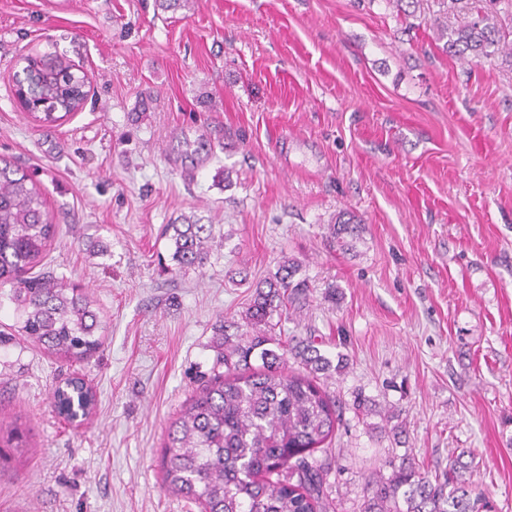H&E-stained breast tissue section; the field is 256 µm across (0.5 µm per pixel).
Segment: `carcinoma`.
<instances>
[{
	"instance_id": "carcinoma-1",
	"label": "carcinoma",
	"mask_w": 512,
	"mask_h": 512,
	"mask_svg": "<svg viewBox=\"0 0 512 512\" xmlns=\"http://www.w3.org/2000/svg\"><path fill=\"white\" fill-rule=\"evenodd\" d=\"M424 0H386L396 17L416 16ZM432 27L446 54L467 62L512 59V40L498 23L512 0H433ZM74 78L59 64L37 93L53 104L70 94ZM179 269L204 265L214 225L169 224ZM56 235L41 190L16 166L0 159V286L10 285L19 331L49 354L68 362L90 358L104 343L88 292L33 271ZM297 265L285 262L256 286L245 312L253 329L267 326L289 298L306 290L294 281ZM213 375L181 405L170 422L161 456L162 486L199 512H330L331 463L314 458L336 429V403L319 383L330 361L313 341L294 340L287 352L305 371L284 369V355L265 348L271 337L229 336L219 326ZM262 365L249 367L255 350ZM55 409L85 419L95 394L72 379L53 391ZM391 475L370 482L364 512H487L489 498L463 479L467 464L452 460L430 481L414 460L388 462Z\"/></svg>"
}]
</instances>
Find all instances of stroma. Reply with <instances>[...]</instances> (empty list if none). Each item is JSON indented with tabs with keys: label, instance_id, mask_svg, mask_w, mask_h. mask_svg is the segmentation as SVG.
I'll return each instance as SVG.
<instances>
[{
	"label": "stroma",
	"instance_id": "obj_1",
	"mask_svg": "<svg viewBox=\"0 0 512 512\" xmlns=\"http://www.w3.org/2000/svg\"><path fill=\"white\" fill-rule=\"evenodd\" d=\"M68 2L0 0V158L40 185V266L86 289L104 344L55 360L0 301V512H198L161 488L166 429L212 373L216 322L247 332L286 260L307 298L273 334L321 337L333 364L316 457L336 512H363L389 459L459 455L512 512V59L450 57L385 0ZM30 56L86 77L82 108L26 112ZM343 211L357 226L330 239ZM184 216L223 238L196 270L162 234ZM71 378L97 397L72 423L49 405Z\"/></svg>",
	"mask_w": 512,
	"mask_h": 512
}]
</instances>
